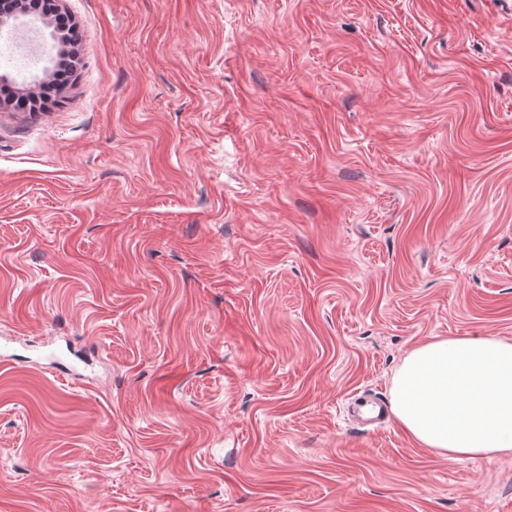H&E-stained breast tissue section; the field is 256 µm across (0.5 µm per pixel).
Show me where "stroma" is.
Listing matches in <instances>:
<instances>
[{
  "instance_id": "obj_1",
  "label": "stroma",
  "mask_w": 512,
  "mask_h": 512,
  "mask_svg": "<svg viewBox=\"0 0 512 512\" xmlns=\"http://www.w3.org/2000/svg\"><path fill=\"white\" fill-rule=\"evenodd\" d=\"M0 105V512H512L354 401L512 339V0H65ZM73 62L74 61L71 58V60H69L64 66H60L58 69L48 73L44 77V81L42 83L40 90L36 93L31 92L27 95L15 96V95H13V93L10 91V89L8 87H5L4 94L7 96L8 99L12 100L14 103L19 99V101L21 100L27 106L35 104V102L38 101V99L42 97L43 87L48 84L56 83V82L62 80L64 77H66L67 73H69V71L72 70Z\"/></svg>"
}]
</instances>
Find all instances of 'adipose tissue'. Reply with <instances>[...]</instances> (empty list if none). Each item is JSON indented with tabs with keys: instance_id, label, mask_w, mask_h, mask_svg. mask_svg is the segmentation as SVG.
Returning a JSON list of instances; mask_svg holds the SVG:
<instances>
[{
	"instance_id": "obj_1",
	"label": "adipose tissue",
	"mask_w": 512,
	"mask_h": 512,
	"mask_svg": "<svg viewBox=\"0 0 512 512\" xmlns=\"http://www.w3.org/2000/svg\"><path fill=\"white\" fill-rule=\"evenodd\" d=\"M402 431L448 460L512 454V340L451 336L423 341L392 377Z\"/></svg>"
}]
</instances>
